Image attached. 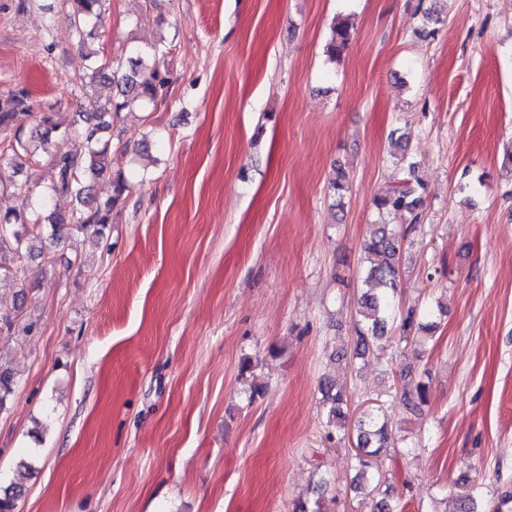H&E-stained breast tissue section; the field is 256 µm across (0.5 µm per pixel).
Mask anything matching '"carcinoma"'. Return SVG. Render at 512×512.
I'll return each instance as SVG.
<instances>
[{
    "mask_svg": "<svg viewBox=\"0 0 512 512\" xmlns=\"http://www.w3.org/2000/svg\"><path fill=\"white\" fill-rule=\"evenodd\" d=\"M69 20L85 50L88 72L81 80L82 86L109 81L116 84L118 97L104 102L94 101L89 108L76 113L73 125L64 126L48 112L33 111L31 94L26 89H12L0 93V160L22 166L43 153L50 157L55 178L34 200L29 215L0 214V288L5 285H24L26 270L14 259L25 255L42 254L43 228L51 229L49 239L58 242L63 231L76 228H95L102 234L112 223V209L128 191L122 173L112 170V149L104 132L112 128L113 114L123 110H141L157 104L165 95L167 78L159 69V61L168 50L157 45L136 46L129 68L118 75L112 63L104 58L103 48L94 47L100 40L105 0H67ZM350 40L349 27L344 22L332 26L326 47L334 59L343 52ZM34 119L39 134V145L25 138L27 121ZM72 140V148L64 153L52 151V133ZM108 181L113 193L102 202L92 194L96 181ZM71 199L72 207L62 211L56 200ZM422 196L410 180L393 186L374 199L379 214L406 211L418 219L416 210ZM406 232H398L380 224L362 244V291L356 310L352 357L362 362L369 358H383L382 341L389 330L397 328L400 339L415 343V333L433 334L438 328L437 313L431 306L420 311L414 307L402 309L396 302L400 290V262L403 257ZM322 406L327 418V439L333 440L346 431L348 395L345 387L334 382H324L319 388ZM15 392V383L9 369L0 366V410L4 409ZM428 387L422 381L414 386L402 385L401 399L410 413L420 411L426 402ZM366 406L356 420L357 453L356 475L352 488L368 496L370 512H403L404 505L394 497L382 481L381 465L389 451L391 434L387 413L381 396L365 400ZM292 512H323L319 500L301 495L293 501ZM455 512H512V487L496 491L485 497L476 490L461 492L456 497Z\"/></svg>",
    "mask_w": 512,
    "mask_h": 512,
    "instance_id": "carcinoma-1",
    "label": "carcinoma"
}]
</instances>
